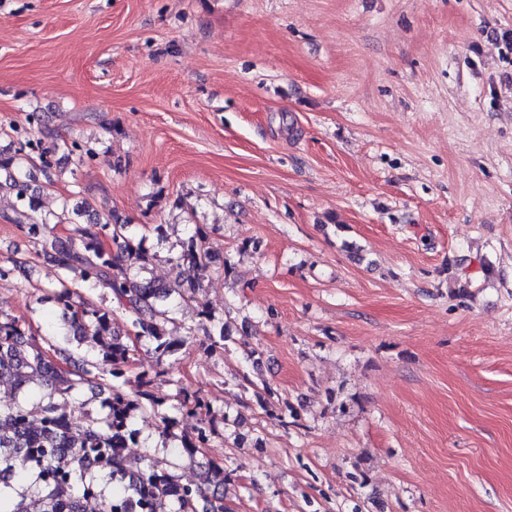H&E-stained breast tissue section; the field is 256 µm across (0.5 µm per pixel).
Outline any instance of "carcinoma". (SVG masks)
<instances>
[{
	"mask_svg": "<svg viewBox=\"0 0 512 512\" xmlns=\"http://www.w3.org/2000/svg\"><path fill=\"white\" fill-rule=\"evenodd\" d=\"M76 150L96 155L75 141L54 139L47 146L29 139L14 155L0 157V172L6 174L0 190L13 192L20 206L15 223L35 251L50 256L59 270L42 299L63 310L73 336L62 347L25 332L18 319L0 313V377L9 378L21 394L34 384L42 388L33 404H0V512H85L89 497L99 503L100 512H231L224 503V466L208 463L195 483L181 482L176 473L183 460L192 461L210 447L212 422L200 420L192 435L178 432V417L166 411V398L155 391L160 373L130 374L140 341L161 357H173L209 323L210 346H224V326L213 324L214 315L200 300L213 264L203 228L195 225L179 254L168 258L176 269L195 268L197 277L185 279L178 273L167 285L148 277L157 254L143 248L133 224L95 223L93 231L77 229V240L48 237L47 222L30 216L37 202L27 167L39 159L50 182L48 156ZM82 217V209L65 198L56 223L79 224ZM79 288L108 290L115 308L93 305ZM169 299L198 307V324L183 327L179 338L167 330L174 322ZM85 387L99 400L100 412L74 404V394ZM147 413L160 419L163 443H174L172 461L165 467L146 451H129L141 443L133 420Z\"/></svg>",
	"mask_w": 512,
	"mask_h": 512,
	"instance_id": "cac0c4a2",
	"label": "carcinoma"
}]
</instances>
